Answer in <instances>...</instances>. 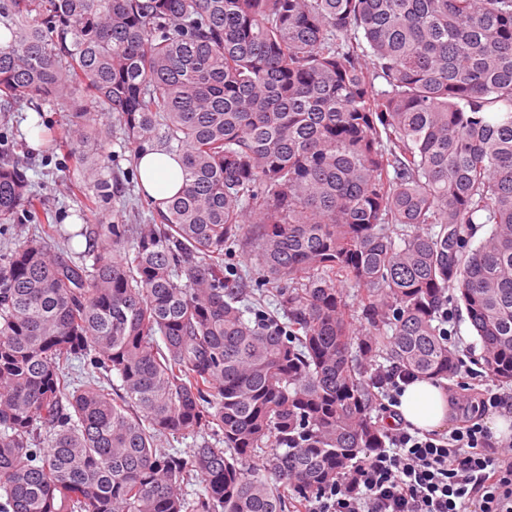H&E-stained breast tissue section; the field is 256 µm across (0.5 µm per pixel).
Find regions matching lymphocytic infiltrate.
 <instances>
[{
  "label": "lymphocytic infiltrate",
  "instance_id": "obj_1",
  "mask_svg": "<svg viewBox=\"0 0 512 512\" xmlns=\"http://www.w3.org/2000/svg\"><path fill=\"white\" fill-rule=\"evenodd\" d=\"M511 405L489 386L460 403L464 418L450 432L394 425L387 449L307 499L304 512H512V436L480 422Z\"/></svg>",
  "mask_w": 512,
  "mask_h": 512
}]
</instances>
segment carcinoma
Returning <instances> with one entry per match:
<instances>
[{
    "label": "carcinoma",
    "instance_id": "cac0c4a2",
    "mask_svg": "<svg viewBox=\"0 0 512 512\" xmlns=\"http://www.w3.org/2000/svg\"><path fill=\"white\" fill-rule=\"evenodd\" d=\"M0 27V110L70 109L90 177L115 128L183 176L76 255L0 155V224L38 220L0 251V512H297L384 447L382 373L459 371L450 303L512 384V0H0ZM225 263H227L226 266L234 269L237 277L245 275L248 281H252L250 285L254 284L255 278L258 276V269L253 256L248 255L246 252H241L236 248V253L231 259H226Z\"/></svg>",
    "mask_w": 512,
    "mask_h": 512
}]
</instances>
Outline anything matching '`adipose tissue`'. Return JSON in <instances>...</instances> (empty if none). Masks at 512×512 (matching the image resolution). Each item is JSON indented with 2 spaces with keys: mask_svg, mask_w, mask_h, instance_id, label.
I'll return each mask as SVG.
<instances>
[{
  "mask_svg": "<svg viewBox=\"0 0 512 512\" xmlns=\"http://www.w3.org/2000/svg\"><path fill=\"white\" fill-rule=\"evenodd\" d=\"M139 183L156 201L176 195L182 188V169L178 160L159 151H149L137 163ZM397 411L404 427L433 432L444 429L448 401L437 382L417 378L406 384Z\"/></svg>",
  "mask_w": 512,
  "mask_h": 512,
  "instance_id": "adipose-tissue-1",
  "label": "adipose tissue"
}]
</instances>
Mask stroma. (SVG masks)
<instances>
[{
  "mask_svg": "<svg viewBox=\"0 0 512 512\" xmlns=\"http://www.w3.org/2000/svg\"><path fill=\"white\" fill-rule=\"evenodd\" d=\"M69 117L67 112L43 106L34 110L21 104L8 112H0V135L5 136V149L21 162L28 164V176L40 193L48 198L57 224L71 234V248L81 251L85 238L80 231L85 224H133L144 220L148 212L139 200L135 163L130 152L112 143L104 154L99 176L107 180L111 195L101 202L96 216L82 210L77 197L70 195V184L82 182L83 172L69 159L66 152ZM38 136L39 148H31L29 139ZM452 341L460 350L461 370L452 378L441 380L440 385L451 395H460L463 384L480 388L479 358L481 348L476 341L467 317H460L452 334Z\"/></svg>",
  "mask_w": 512,
  "mask_h": 512,
  "instance_id": "stroma-1",
  "label": "stroma"
}]
</instances>
